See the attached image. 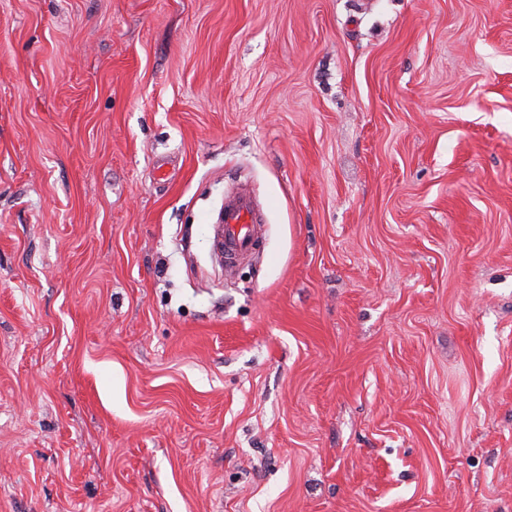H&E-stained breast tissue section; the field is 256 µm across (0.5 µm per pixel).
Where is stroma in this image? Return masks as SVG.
<instances>
[{
  "label": "stroma",
  "instance_id": "1",
  "mask_svg": "<svg viewBox=\"0 0 512 512\" xmlns=\"http://www.w3.org/2000/svg\"><path fill=\"white\" fill-rule=\"evenodd\" d=\"M0 512H512V0H0ZM246 192L224 196V224L214 225V248L221 255L224 271L231 274L237 264L257 251L263 225Z\"/></svg>",
  "mask_w": 512,
  "mask_h": 512
}]
</instances>
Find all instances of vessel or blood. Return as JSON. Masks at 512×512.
I'll return each instance as SVG.
<instances>
[{
  "mask_svg": "<svg viewBox=\"0 0 512 512\" xmlns=\"http://www.w3.org/2000/svg\"><path fill=\"white\" fill-rule=\"evenodd\" d=\"M263 227L258 220L251 197L238 192L224 198V221L214 227V248L221 255L225 273L257 251Z\"/></svg>",
  "mask_w": 512,
  "mask_h": 512,
  "instance_id": "obj_1",
  "label": "vessel or blood"
}]
</instances>
